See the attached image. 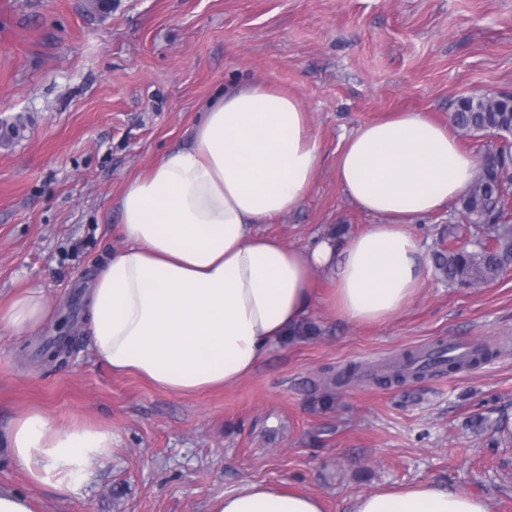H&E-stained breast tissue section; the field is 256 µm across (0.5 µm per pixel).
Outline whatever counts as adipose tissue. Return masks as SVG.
Returning <instances> with one entry per match:
<instances>
[{"instance_id":"ef3b65f1","label":"adipose tissue","mask_w":512,"mask_h":512,"mask_svg":"<svg viewBox=\"0 0 512 512\" xmlns=\"http://www.w3.org/2000/svg\"><path fill=\"white\" fill-rule=\"evenodd\" d=\"M321 149L294 96L264 82L224 87L203 108L192 143L174 146L121 194L122 249L90 290L87 335L96 360L190 395L251 374L272 343L293 336L315 299L317 271L334 272L330 303L356 324H383L421 281L412 226L461 196L479 164L449 128L421 112L360 125L337 149L345 197L375 224L345 244L287 246L257 225L308 196ZM49 303L37 289L0 308V332L39 331ZM111 425L56 423L33 408L8 430L29 483L76 495L114 450ZM209 512H323L322 500L256 482L215 498ZM353 512H492L480 494L431 482L359 497Z\"/></svg>"}]
</instances>
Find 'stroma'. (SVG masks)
Masks as SVG:
<instances>
[{"label":"stroma","mask_w":512,"mask_h":512,"mask_svg":"<svg viewBox=\"0 0 512 512\" xmlns=\"http://www.w3.org/2000/svg\"><path fill=\"white\" fill-rule=\"evenodd\" d=\"M293 93L321 145L301 206L261 225L286 245L347 242L374 221L343 195L336 151L393 112L444 121L459 98L512 93V0H0V303L43 291L48 323L0 334V486L36 512H209L255 482L321 498L325 512L393 486L430 481L512 512V271L449 286L430 256L448 246L445 206L416 224L425 260L412 303L359 325L327 302L331 270L299 332L255 371L192 395L116 375L82 334L97 259L121 248L126 183L188 142L199 107L224 84ZM69 337L57 359L44 350ZM484 343L491 359L383 388L368 371L436 343ZM39 408L61 422L111 425L114 452L64 499L29 488L7 431Z\"/></svg>","instance_id":"35a3bbf8"}]
</instances>
